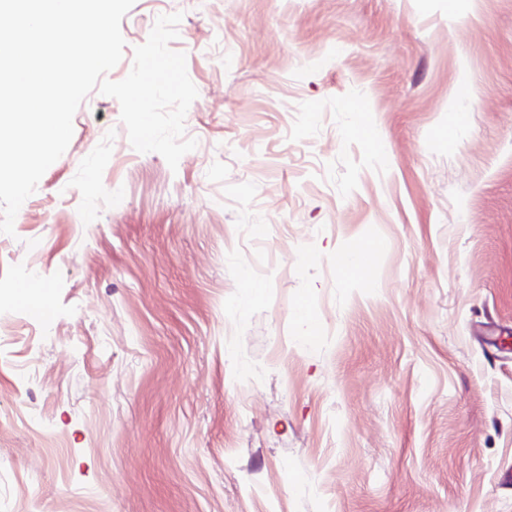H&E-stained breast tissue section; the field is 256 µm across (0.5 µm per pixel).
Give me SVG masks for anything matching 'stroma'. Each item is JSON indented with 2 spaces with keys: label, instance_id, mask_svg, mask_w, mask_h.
<instances>
[{
  "label": "stroma",
  "instance_id": "1",
  "mask_svg": "<svg viewBox=\"0 0 512 512\" xmlns=\"http://www.w3.org/2000/svg\"><path fill=\"white\" fill-rule=\"evenodd\" d=\"M175 12L197 147L91 92L0 233V512H512V0H135L108 80Z\"/></svg>",
  "mask_w": 512,
  "mask_h": 512
}]
</instances>
